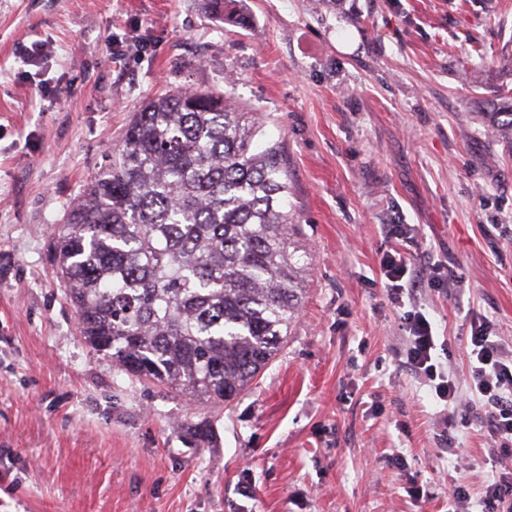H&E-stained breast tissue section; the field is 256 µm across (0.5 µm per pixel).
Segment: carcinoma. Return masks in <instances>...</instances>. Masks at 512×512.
Wrapping results in <instances>:
<instances>
[{
  "instance_id": "carcinoma-1",
  "label": "carcinoma",
  "mask_w": 512,
  "mask_h": 512,
  "mask_svg": "<svg viewBox=\"0 0 512 512\" xmlns=\"http://www.w3.org/2000/svg\"><path fill=\"white\" fill-rule=\"evenodd\" d=\"M275 121L209 86L168 90L129 121L57 228L81 336L138 381L235 401L278 355L310 276ZM488 129L512 143V111ZM207 421L185 444L212 442Z\"/></svg>"
}]
</instances>
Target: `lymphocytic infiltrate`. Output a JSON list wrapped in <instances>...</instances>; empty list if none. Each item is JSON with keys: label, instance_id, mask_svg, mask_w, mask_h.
<instances>
[{"label": "lymphocytic infiltrate", "instance_id": "lymphocytic-infiltrate-1", "mask_svg": "<svg viewBox=\"0 0 512 512\" xmlns=\"http://www.w3.org/2000/svg\"><path fill=\"white\" fill-rule=\"evenodd\" d=\"M406 331L411 372L443 407L455 406L467 393L477 397L489 409L488 432L501 455H512V351L502 339L484 325L473 330L467 351L469 382L463 387L439 362L438 339L423 312L408 311Z\"/></svg>", "mask_w": 512, "mask_h": 512}]
</instances>
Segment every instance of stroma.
Wrapping results in <instances>:
<instances>
[{"mask_svg": "<svg viewBox=\"0 0 512 512\" xmlns=\"http://www.w3.org/2000/svg\"><path fill=\"white\" fill-rule=\"evenodd\" d=\"M242 6L238 27L201 0H0V512H452L512 466L476 399L440 437L379 265L437 278L411 307L460 382L475 324L512 346V146L483 118L512 91V0ZM226 82L276 118L313 266L286 346L224 407L85 343L52 231L148 99ZM203 419L213 442L187 447Z\"/></svg>", "mask_w": 512, "mask_h": 512, "instance_id": "35a3bbf8", "label": "stroma"}]
</instances>
